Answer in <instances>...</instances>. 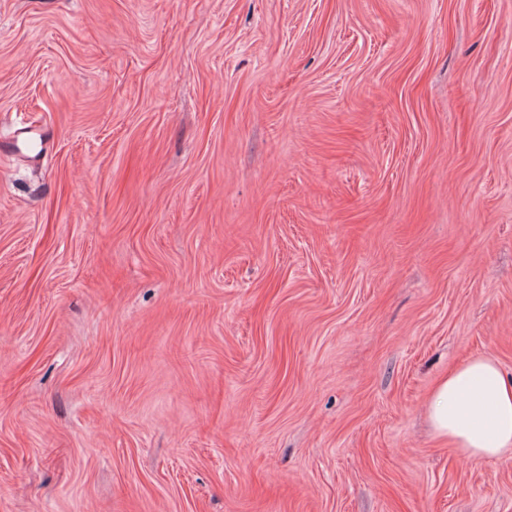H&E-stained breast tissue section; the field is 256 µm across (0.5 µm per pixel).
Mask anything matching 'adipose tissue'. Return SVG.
<instances>
[{"instance_id":"adipose-tissue-1","label":"adipose tissue","mask_w":512,"mask_h":512,"mask_svg":"<svg viewBox=\"0 0 512 512\" xmlns=\"http://www.w3.org/2000/svg\"><path fill=\"white\" fill-rule=\"evenodd\" d=\"M427 418L436 437L471 460L512 449V377L482 356L449 372L434 387Z\"/></svg>"}]
</instances>
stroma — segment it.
<instances>
[{
    "label": "stroma",
    "mask_w": 512,
    "mask_h": 512,
    "mask_svg": "<svg viewBox=\"0 0 512 512\" xmlns=\"http://www.w3.org/2000/svg\"><path fill=\"white\" fill-rule=\"evenodd\" d=\"M477 356L512 0H0V512H512ZM427 418L463 457L500 458L512 449V377L492 357L471 359L436 384Z\"/></svg>",
    "instance_id": "stroma-1"
}]
</instances>
